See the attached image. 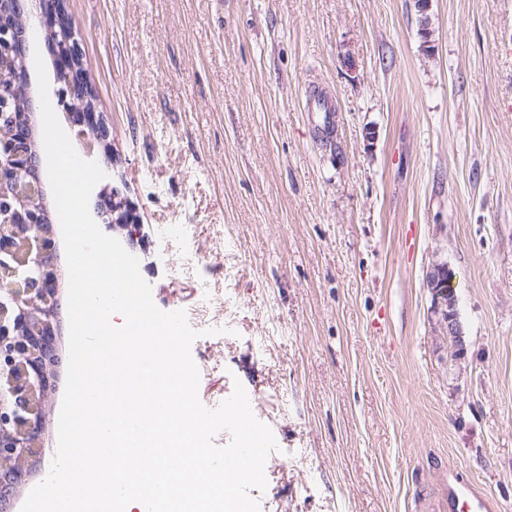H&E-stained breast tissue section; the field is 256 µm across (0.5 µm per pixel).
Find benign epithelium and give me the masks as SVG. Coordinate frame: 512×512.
<instances>
[{
    "instance_id": "1",
    "label": "benign epithelium",
    "mask_w": 512,
    "mask_h": 512,
    "mask_svg": "<svg viewBox=\"0 0 512 512\" xmlns=\"http://www.w3.org/2000/svg\"><path fill=\"white\" fill-rule=\"evenodd\" d=\"M56 52L55 95L67 112L71 97L80 91L85 116L78 133L91 144L107 137L97 115L95 93L81 69L82 52L68 22L64 0H39V12L27 13L23 0H0V82L30 83L26 33L31 22ZM32 98L25 107L0 95V461L16 457L39 433L38 394L47 391L46 371L54 364L49 336L53 335L52 265L55 241L39 176L40 158L33 137ZM113 224L137 218L124 202L111 208ZM454 273L436 263L426 274L442 335L454 356L463 358L466 336L458 319Z\"/></svg>"
}]
</instances>
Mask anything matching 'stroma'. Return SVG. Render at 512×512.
<instances>
[{"label": "stroma", "mask_w": 512, "mask_h": 512, "mask_svg": "<svg viewBox=\"0 0 512 512\" xmlns=\"http://www.w3.org/2000/svg\"><path fill=\"white\" fill-rule=\"evenodd\" d=\"M64 5L107 129L90 202L136 215L111 235L198 330L200 402L241 383L270 427L260 512H436L452 471L512 512V0H430L428 49L413 0ZM454 273L445 263L433 264L426 274V288L432 298L433 312L438 316L443 336H448V345L457 360L466 352V336L458 319L456 294L453 289Z\"/></svg>", "instance_id": "35a3bbf8"}]
</instances>
